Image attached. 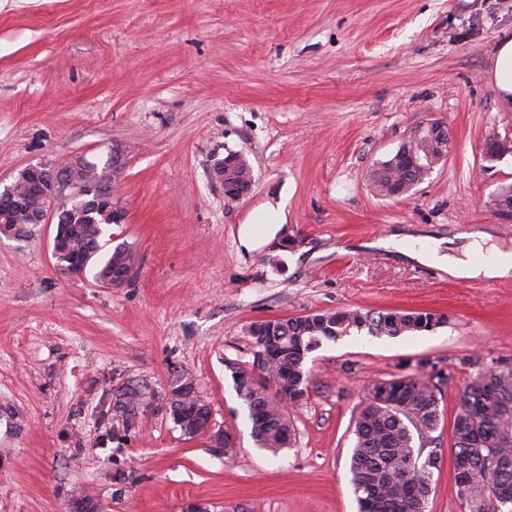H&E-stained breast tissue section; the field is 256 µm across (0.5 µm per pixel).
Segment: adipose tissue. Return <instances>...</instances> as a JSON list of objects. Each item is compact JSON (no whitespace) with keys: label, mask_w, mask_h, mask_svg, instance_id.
<instances>
[{"label":"adipose tissue","mask_w":512,"mask_h":512,"mask_svg":"<svg viewBox=\"0 0 512 512\" xmlns=\"http://www.w3.org/2000/svg\"><path fill=\"white\" fill-rule=\"evenodd\" d=\"M408 253L422 263L437 265L454 278L498 280L512 276V250L487 244L482 238L473 239L460 257L443 253L436 243L409 248Z\"/></svg>","instance_id":"ef3b65f1"}]
</instances>
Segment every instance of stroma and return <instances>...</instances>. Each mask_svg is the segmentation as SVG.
I'll use <instances>...</instances> for the list:
<instances>
[{
    "mask_svg": "<svg viewBox=\"0 0 512 512\" xmlns=\"http://www.w3.org/2000/svg\"><path fill=\"white\" fill-rule=\"evenodd\" d=\"M506 35L512 0H0V190L28 166L117 149L127 219L106 231L137 258L107 288L57 271L54 225L0 237V512H71L85 493L104 512H359L354 417L374 380L422 362L447 379L426 512H465L453 420L467 384L512 369V277L452 279L380 242L458 255L484 233L512 247L489 203L512 184V155L483 158L512 135V102L489 79ZM434 120L447 160L410 194L375 196L372 167ZM231 153L253 169L235 203L210 177ZM268 202L286 216L273 236ZM345 307L448 321L323 342L290 411L295 443L257 448L232 379L252 365L249 326ZM181 372L211 432L183 435L158 405L114 407ZM227 428L230 454L214 438Z\"/></svg>",
    "mask_w": 512,
    "mask_h": 512,
    "instance_id": "stroma-1",
    "label": "stroma"
}]
</instances>
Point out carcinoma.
Instances as JSON below:
<instances>
[{
	"mask_svg": "<svg viewBox=\"0 0 512 512\" xmlns=\"http://www.w3.org/2000/svg\"><path fill=\"white\" fill-rule=\"evenodd\" d=\"M441 162V153L421 136L408 140V154L393 155L369 175L372 191L388 198L400 187L410 193ZM88 198L69 204L71 253L100 249L99 229L107 218L91 207ZM38 192L18 185L13 206L0 208V235L12 231L27 235L40 214ZM123 258L109 250L95 267L101 279ZM447 316L433 308L386 311L377 314L361 308L322 311L307 316L269 321L271 336L283 353L266 370L269 378L288 381V399L308 390L309 353L322 340H337L352 332L401 336L435 330ZM237 390L248 410L252 436L258 447L277 453L295 441L293 422L281 402L264 387L248 384V369L239 367ZM438 385L419 373L372 383L354 422V447L350 458L353 493L360 512H426L432 470L439 455L423 448L433 443L440 422ZM453 423L452 452L457 495L467 512H512V369L505 376L482 375L460 396Z\"/></svg>",
	"mask_w": 512,
	"mask_h": 512,
	"instance_id": "obj_1",
	"label": "carcinoma"
}]
</instances>
